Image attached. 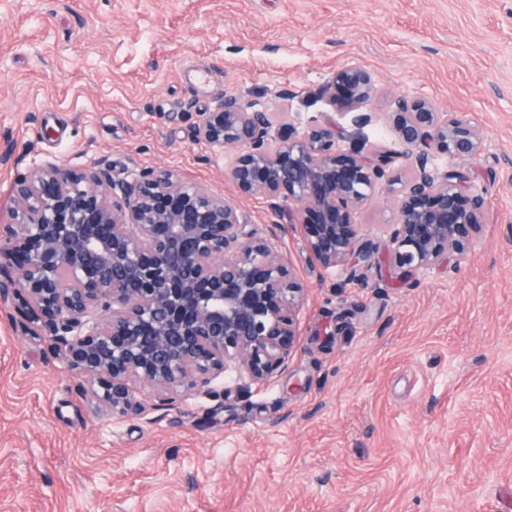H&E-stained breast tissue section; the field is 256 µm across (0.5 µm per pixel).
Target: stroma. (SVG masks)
Segmentation results:
<instances>
[{
  "label": "stroma",
  "mask_w": 512,
  "mask_h": 512,
  "mask_svg": "<svg viewBox=\"0 0 512 512\" xmlns=\"http://www.w3.org/2000/svg\"><path fill=\"white\" fill-rule=\"evenodd\" d=\"M355 65L353 111L325 92ZM274 127L332 120L390 155L352 220L374 254L311 260L300 226L194 137L225 96ZM469 120L487 209L463 253L400 277L414 165L398 98ZM164 167L232 200L307 288L285 367L98 406L23 296L0 305V512H512V0H0V224L33 166ZM284 232L271 235L272 225ZM336 89L341 97L336 99ZM326 91H332V104L339 110L351 111L365 103L373 91L370 74L358 66H347L336 72Z\"/></svg>",
  "instance_id": "1"
}]
</instances>
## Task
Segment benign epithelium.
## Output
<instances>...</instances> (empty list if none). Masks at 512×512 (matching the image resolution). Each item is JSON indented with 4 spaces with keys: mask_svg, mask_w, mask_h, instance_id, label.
<instances>
[{
    "mask_svg": "<svg viewBox=\"0 0 512 512\" xmlns=\"http://www.w3.org/2000/svg\"><path fill=\"white\" fill-rule=\"evenodd\" d=\"M326 90L351 111L373 91L358 66L336 72ZM414 158L392 238L395 266L412 269L464 251L479 229L484 199L468 171L438 178L429 151L474 160L480 138L458 115L401 98L392 113ZM268 112L233 96L203 112L195 137L240 149L229 172L239 191L274 206L295 203L312 257L324 268L357 266L373 250L358 239L355 206L368 198L388 158L336 150L341 130L326 121L272 135ZM13 222L0 224V256L14 275L0 301L27 295L34 322L59 347L88 392L119 415H139L137 380L157 391L209 385L228 368L263 381L284 366L296 342L305 288L268 239L247 230L236 204L159 167L116 178L96 166L63 170L47 162L13 187Z\"/></svg>",
    "mask_w": 512,
    "mask_h": 512,
    "instance_id": "obj_1",
    "label": "benign epithelium"
}]
</instances>
